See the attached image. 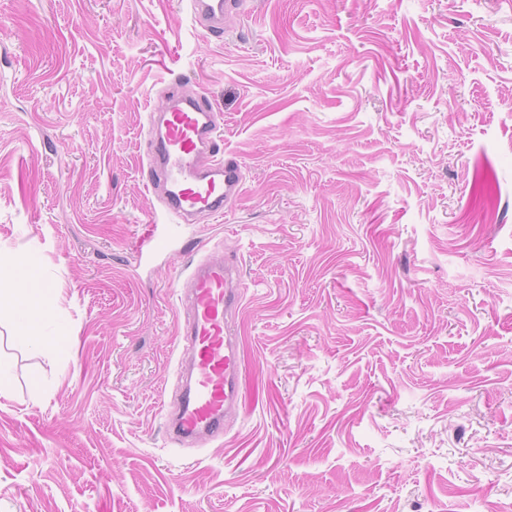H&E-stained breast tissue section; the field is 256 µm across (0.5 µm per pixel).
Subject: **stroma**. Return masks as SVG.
<instances>
[{
	"instance_id": "obj_1",
	"label": "stroma",
	"mask_w": 512,
	"mask_h": 512,
	"mask_svg": "<svg viewBox=\"0 0 512 512\" xmlns=\"http://www.w3.org/2000/svg\"><path fill=\"white\" fill-rule=\"evenodd\" d=\"M227 214L144 188L169 89ZM152 224L171 246L134 247ZM236 256L243 402L172 442L189 265ZM0 512H512V0H0ZM193 20L209 33L222 36L227 32V19L235 2L232 0H187ZM15 284L18 288H2V279H1V289H0V301H12L16 302L17 299H20L23 304H30L36 301L41 303V306L50 308L51 298L48 292L41 291L39 288H22V283L18 280L15 281Z\"/></svg>"
}]
</instances>
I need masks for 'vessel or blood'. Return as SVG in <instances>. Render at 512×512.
<instances>
[{
  "label": "vessel or blood",
  "mask_w": 512,
  "mask_h": 512,
  "mask_svg": "<svg viewBox=\"0 0 512 512\" xmlns=\"http://www.w3.org/2000/svg\"><path fill=\"white\" fill-rule=\"evenodd\" d=\"M193 20L209 33L227 32L233 0H187ZM150 153L146 188L165 210L185 220L198 213L232 208L242 173L235 158H218L217 115L202 95H171L164 108L147 115ZM168 225H151L136 245L144 258L168 248ZM243 300L237 259L211 253L189 275L181 299V347L190 358V381L180 385L167 414L169 430L182 442L216 439L240 402L239 337L235 317Z\"/></svg>",
  "instance_id": "vessel-or-blood-1"
}]
</instances>
